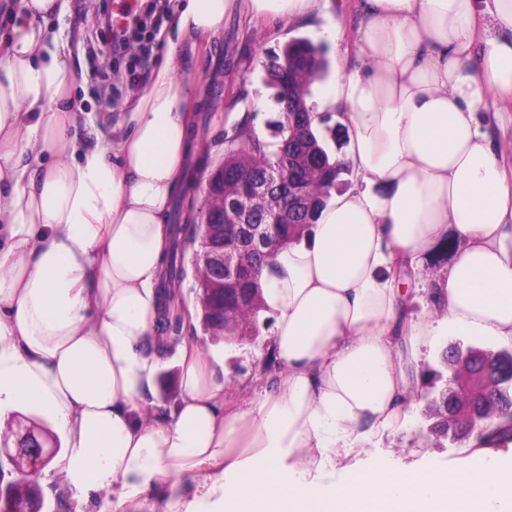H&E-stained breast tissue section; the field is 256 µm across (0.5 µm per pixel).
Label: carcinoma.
I'll use <instances>...</instances> for the list:
<instances>
[{
    "mask_svg": "<svg viewBox=\"0 0 512 512\" xmlns=\"http://www.w3.org/2000/svg\"><path fill=\"white\" fill-rule=\"evenodd\" d=\"M303 63H310L316 68V81L325 79L327 63L320 49L305 38H293L286 42L281 53L271 56L265 63L267 80L276 88L275 101L280 112L288 110L294 113V123L286 126L277 122V141L273 143L259 139L249 129L248 123H242L230 140L224 162L210 175L209 195L230 201L235 217L230 218L224 212L211 208L201 224L174 225V239L166 270L170 311L163 320L164 329L171 328L177 332L182 323L181 306L184 301L181 286L186 269L184 257L178 256V247L191 245V263L203 330L215 338L236 336L243 339L259 336V312L264 306L259 282L261 269L270 263L278 248L298 242L308 235L331 192L305 189L304 193L311 205L297 210L289 216L287 222L280 225L273 245H261L256 236L244 235L243 229L246 224L261 228L266 200L241 192L236 183L226 178V174L238 172L263 177L270 169L277 168L283 172L291 163L299 165L311 159L327 169L329 174L339 177L341 170L336 168V162L331 160L320 134L313 126V109L308 106L311 87L292 92L283 85V75L295 65ZM181 234L184 235L182 240L179 239ZM221 236L224 237V251L244 258L239 268L229 266L216 272L204 266L205 253L211 250ZM237 291L245 296V300L233 310L234 318L226 322L224 317L214 314L213 304L221 294ZM469 352L473 355L475 365L472 374L465 377L464 388L460 392L462 401L458 408L466 409L473 418L480 439L487 440L494 448L507 449L512 444V395L509 394L512 376L497 378L491 374L484 375L482 366L488 364L512 370V351L487 354L471 348ZM38 478L37 472L10 478L0 462V512H13L17 505L29 512H41L43 495Z\"/></svg>",
    "mask_w": 512,
    "mask_h": 512,
    "instance_id": "1",
    "label": "carcinoma"
}]
</instances>
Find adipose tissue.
I'll return each mask as SVG.
<instances>
[{"label":"adipose tissue","mask_w":512,"mask_h":512,"mask_svg":"<svg viewBox=\"0 0 512 512\" xmlns=\"http://www.w3.org/2000/svg\"><path fill=\"white\" fill-rule=\"evenodd\" d=\"M231 0H183L150 84L110 136L70 99L59 0H14L0 40V415L38 409L63 441L47 479L110 512H512V466L329 469L406 425L420 349L446 327L512 344V161L489 102L512 106V0H359L320 108L350 133L354 187L260 276L271 392L229 399L194 337L180 397L155 400L172 199L189 176L196 87L173 64L220 33ZM323 0H241L291 19ZM439 316L405 282L443 245Z\"/></svg>","instance_id":"ef3b65f1"}]
</instances>
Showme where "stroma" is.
Returning a JSON list of instances; mask_svg holds the SVG:
<instances>
[{"label":"stroma","instance_id":"1","mask_svg":"<svg viewBox=\"0 0 512 512\" xmlns=\"http://www.w3.org/2000/svg\"><path fill=\"white\" fill-rule=\"evenodd\" d=\"M181 0H171L167 11L161 12L149 51L137 65L128 60L108 64L99 56L94 38L98 13L86 7V0H64L63 11L53 25L60 29L72 51L71 95L76 107L85 112L102 113L101 103L109 99L114 111H121L124 101L143 91L156 64L162 60L169 31V21ZM358 23L356 0H330V7L310 15L280 23L273 27L250 23L238 10L224 17L223 34L197 50L186 54L175 63V72L189 76L198 84L200 104L195 111L199 127L211 130L216 114H223L225 128H232L240 117H247L249 126L260 127V137L270 140L272 123L279 117L274 91L264 82L263 65L273 51L279 50L294 37H305L322 48L328 62L336 60V46L329 32L333 25L342 28L343 40H351ZM204 163L195 170V182L188 191L196 214H203L208 206L207 187L210 172L224 160V136L216 134L204 141ZM260 334L256 339L228 343L213 340L201 328L191 331L205 353L224 354V376L230 395H238L243 386L252 385L261 390V378L273 363L268 356L271 319L261 314ZM460 344L484 350L498 351L502 345L490 336L461 335L452 330L441 331L433 342L422 350L417 364L416 392L421 393L410 413L407 427L396 436L385 439L381 447L372 449L359 459L360 466L376 469H398L409 465L428 469L455 468L470 464L463 442L451 438H434L429 432L431 420L425 399L434 397L443 389V381L436 372L443 368L441 355L446 346Z\"/></svg>","mask_w":512,"mask_h":512}]
</instances>
